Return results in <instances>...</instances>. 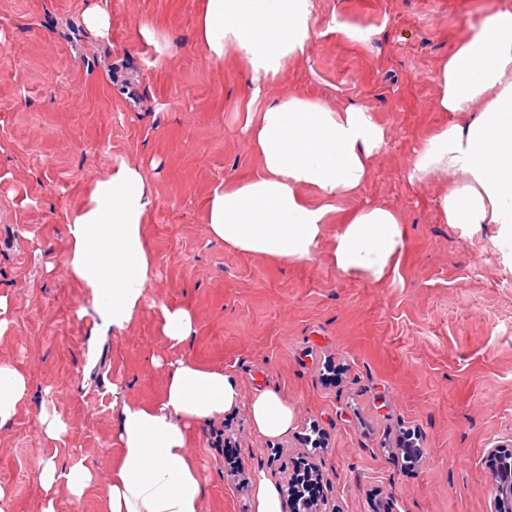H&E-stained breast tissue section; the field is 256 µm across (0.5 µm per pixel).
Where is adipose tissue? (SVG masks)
<instances>
[{
    "instance_id": "1",
    "label": "adipose tissue",
    "mask_w": 512,
    "mask_h": 512,
    "mask_svg": "<svg viewBox=\"0 0 512 512\" xmlns=\"http://www.w3.org/2000/svg\"><path fill=\"white\" fill-rule=\"evenodd\" d=\"M197 27L209 59L230 51L247 67L244 130L258 161L250 176L212 190L205 209L211 235L242 253L305 261L334 224L329 258L338 271L375 284L396 273L406 241L399 211L341 206L367 181L372 157L386 144L385 128L360 106L331 109L300 96L262 100L288 61L305 54L317 29L314 0H201ZM434 80L439 111L456 119L414 150L406 177L420 184L432 173L447 174L448 192L436 202L445 223L467 231L496 225L499 244L512 254V9L472 26ZM152 203L140 168L122 165L96 182L67 226L70 271L91 290L104 329H123L142 305L151 274L142 224ZM165 367L156 403L112 391L121 455L103 489L105 512H200L202 485L189 452L195 426L240 406L267 437L293 422L278 393L244 396L223 369L185 358ZM27 391L25 373L0 364V428L14 421ZM36 479L42 512H56L58 486L78 502L95 482L81 459L62 470L40 461Z\"/></svg>"
}]
</instances>
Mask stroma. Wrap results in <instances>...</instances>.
Wrapping results in <instances>:
<instances>
[{
    "instance_id": "35a3bbf8",
    "label": "stroma",
    "mask_w": 512,
    "mask_h": 512,
    "mask_svg": "<svg viewBox=\"0 0 512 512\" xmlns=\"http://www.w3.org/2000/svg\"><path fill=\"white\" fill-rule=\"evenodd\" d=\"M99 6L112 29L82 23ZM512 0H316L318 33L264 101L304 96L366 107L385 128L348 207L398 209L407 229L397 275L380 284L339 273L323 241L312 260L281 262L212 238L206 201L252 174L242 60L213 62L197 37L199 0H0V295L10 325L0 363L28 376L17 417L0 428V488L10 512H41L35 468L84 458L96 483L66 488L57 512H102L119 458L112 389L155 402L166 361L224 369L245 395L272 389L294 421L270 438L239 407L201 423L191 455L201 512H253L264 473L285 492L300 460L322 476L331 512H492L487 450L512 443V261L493 225L467 235L435 207L437 173L404 178L413 151L453 116L436 108L435 72L487 13ZM341 25L372 30L356 42ZM139 167L153 205L142 226L152 262L145 302L103 331L91 292L68 271L65 233L98 180ZM189 308L196 328L172 349L161 309ZM63 427L46 439L40 416ZM412 434L424 457L410 463Z\"/></svg>"
}]
</instances>
